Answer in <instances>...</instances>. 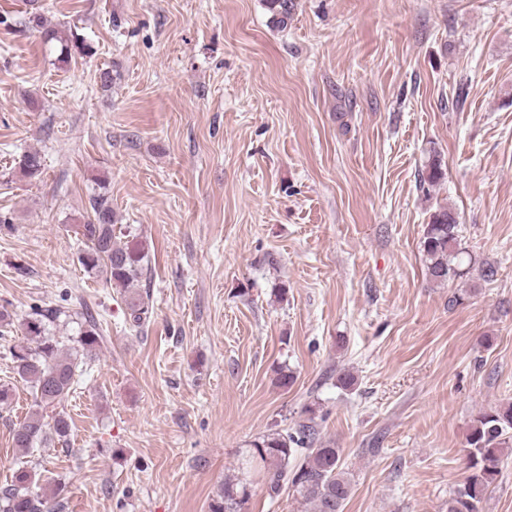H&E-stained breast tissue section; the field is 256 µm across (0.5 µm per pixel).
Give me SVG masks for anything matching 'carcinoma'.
I'll list each match as a JSON object with an SVG mask.
<instances>
[{"instance_id": "obj_1", "label": "carcinoma", "mask_w": 512, "mask_h": 512, "mask_svg": "<svg viewBox=\"0 0 512 512\" xmlns=\"http://www.w3.org/2000/svg\"><path fill=\"white\" fill-rule=\"evenodd\" d=\"M270 23L277 28L288 24L295 0H266ZM25 26L40 32L46 41L60 43L57 61L68 64L73 56H90L92 47L78 36L65 40L39 13H32ZM44 163L37 152L23 153L15 167L3 176L20 174L31 181L41 179ZM444 176L438 158L429 161L422 172L420 186H433ZM98 192L90 200L91 212L79 225L84 241L77 261L85 274L101 278L119 289L124 315L129 325L143 328L152 315L150 296L139 282L148 258V248L138 236L126 242L115 240V218L105 180L98 178ZM426 275L432 283L444 285L450 280L466 279L477 272L480 279L492 281L497 268L489 262L476 263L461 247L455 211L439 206L430 215L420 241ZM76 323L77 336L56 335L57 326ZM20 327L26 344L10 350L11 370L30 389L35 410L13 430L14 447L34 456L38 446L51 441L68 444L72 422L58 410L83 374L82 358L92 354L101 341L93 316L72 313L63 306L35 305ZM306 421L291 432L272 431L253 440L242 451L238 472L224 476V486L210 504V512H247L251 484L256 477L267 484L270 493L279 494L284 485L293 488L300 504L309 512H344L351 494V482L342 467V449L332 441H323L314 424V409L305 410ZM468 475L448 499V512H480L487 489L495 482L505 449L512 447V402L483 410L473 419L467 438ZM62 485L42 483L41 473L32 460L22 462L11 483L0 489V512H51L48 504L56 501Z\"/></svg>"}]
</instances>
